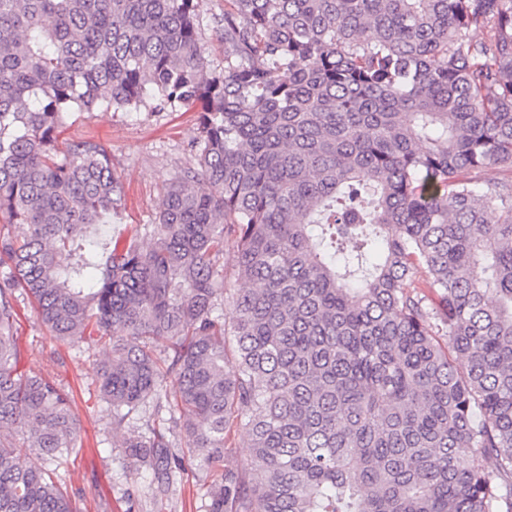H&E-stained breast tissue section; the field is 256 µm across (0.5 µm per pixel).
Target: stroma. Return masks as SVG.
Returning a JSON list of instances; mask_svg holds the SVG:
<instances>
[{
	"mask_svg": "<svg viewBox=\"0 0 512 512\" xmlns=\"http://www.w3.org/2000/svg\"><path fill=\"white\" fill-rule=\"evenodd\" d=\"M193 112H75L62 133L69 140L93 139L111 155L122 177L121 214L112 233L145 241L164 182L193 163L190 142L196 127ZM19 346L35 371L63 379L80 426L76 460L59 472L78 492L80 512H201L210 481L196 470L174 484L164 509H157L149 480L129 474L119 448L122 437L112 431V416L93 383L94 342L91 336L70 342L49 336L20 306Z\"/></svg>",
	"mask_w": 512,
	"mask_h": 512,
	"instance_id": "stroma-1",
	"label": "stroma"
}]
</instances>
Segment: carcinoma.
I'll return each instance as SVG.
<instances>
[{"mask_svg":"<svg viewBox=\"0 0 512 512\" xmlns=\"http://www.w3.org/2000/svg\"><path fill=\"white\" fill-rule=\"evenodd\" d=\"M200 3L0 0V512H78L23 301L96 328L114 432L166 412L122 443L160 506L198 468L205 512H512V178L479 177L512 172V0H224L222 65ZM141 109L198 114L194 166L149 242L94 240L120 176L59 139ZM248 442V436L244 430H232L227 438V448H224L225 458L233 463L246 460L249 456Z\"/></svg>","mask_w":512,"mask_h":512,"instance_id":"obj_1","label":"carcinoma"}]
</instances>
